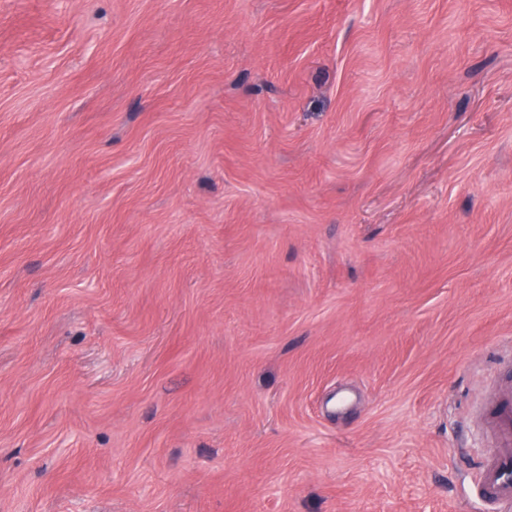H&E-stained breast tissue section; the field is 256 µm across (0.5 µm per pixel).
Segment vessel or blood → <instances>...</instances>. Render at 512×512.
I'll use <instances>...</instances> for the list:
<instances>
[{"mask_svg": "<svg viewBox=\"0 0 512 512\" xmlns=\"http://www.w3.org/2000/svg\"><path fill=\"white\" fill-rule=\"evenodd\" d=\"M480 421L489 442L476 480L478 492L512 507V382L486 401Z\"/></svg>", "mask_w": 512, "mask_h": 512, "instance_id": "b4317fda", "label": "vessel or blood"}]
</instances>
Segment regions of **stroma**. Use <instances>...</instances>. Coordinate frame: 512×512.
Wrapping results in <instances>:
<instances>
[{"mask_svg": "<svg viewBox=\"0 0 512 512\" xmlns=\"http://www.w3.org/2000/svg\"><path fill=\"white\" fill-rule=\"evenodd\" d=\"M512 0H0V512H487Z\"/></svg>", "mask_w": 512, "mask_h": 512, "instance_id": "35a3bbf8", "label": "stroma"}]
</instances>
